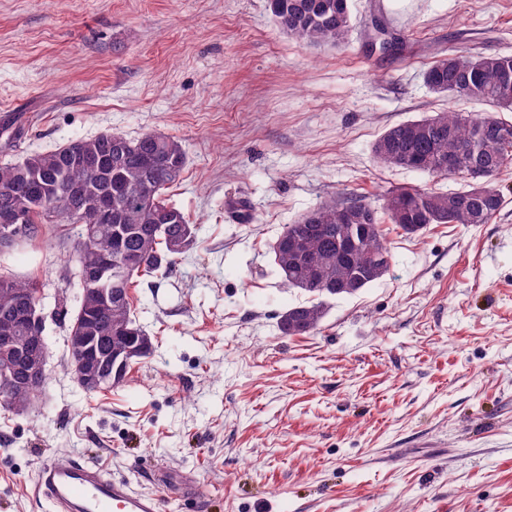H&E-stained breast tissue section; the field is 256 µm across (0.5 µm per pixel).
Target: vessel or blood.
<instances>
[{"label": "vessel or blood", "mask_w": 512, "mask_h": 512, "mask_svg": "<svg viewBox=\"0 0 512 512\" xmlns=\"http://www.w3.org/2000/svg\"><path fill=\"white\" fill-rule=\"evenodd\" d=\"M35 494L44 497L51 512H162L159 493L133 492L99 465L75 459L43 464Z\"/></svg>", "instance_id": "obj_1"}]
</instances>
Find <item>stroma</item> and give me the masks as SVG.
<instances>
[{
    "label": "stroma",
    "instance_id": "1",
    "mask_svg": "<svg viewBox=\"0 0 512 512\" xmlns=\"http://www.w3.org/2000/svg\"><path fill=\"white\" fill-rule=\"evenodd\" d=\"M353 17L347 45L312 46L267 0H0V163L173 136L188 164L166 195L196 226L131 288L152 352L105 392L68 365L77 227L0 251L48 315L41 392L0 407V512H49L31 488L54 458L159 493L163 512H512V165L489 223L385 224V276L330 300L316 332L277 327L303 299L270 254L285 226L323 200L454 189L373 144L449 108L490 112L424 74L451 50L512 53V0H353Z\"/></svg>",
    "mask_w": 512,
    "mask_h": 512
}]
</instances>
